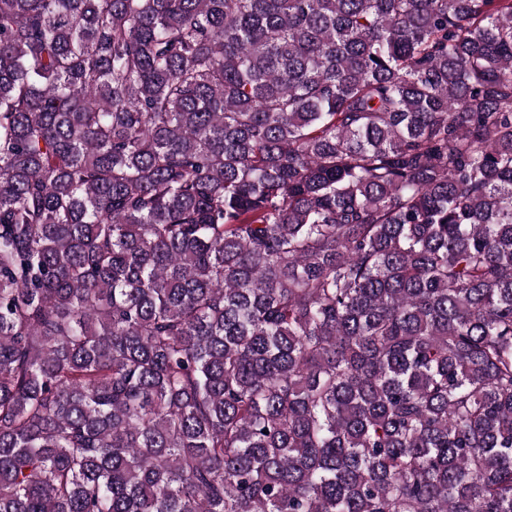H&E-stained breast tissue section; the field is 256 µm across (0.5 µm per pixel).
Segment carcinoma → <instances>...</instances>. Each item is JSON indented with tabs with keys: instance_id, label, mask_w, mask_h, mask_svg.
I'll use <instances>...</instances> for the list:
<instances>
[{
	"instance_id": "cac0c4a2",
	"label": "carcinoma",
	"mask_w": 512,
	"mask_h": 512,
	"mask_svg": "<svg viewBox=\"0 0 512 512\" xmlns=\"http://www.w3.org/2000/svg\"><path fill=\"white\" fill-rule=\"evenodd\" d=\"M0 512H512V0H0Z\"/></svg>"
}]
</instances>
